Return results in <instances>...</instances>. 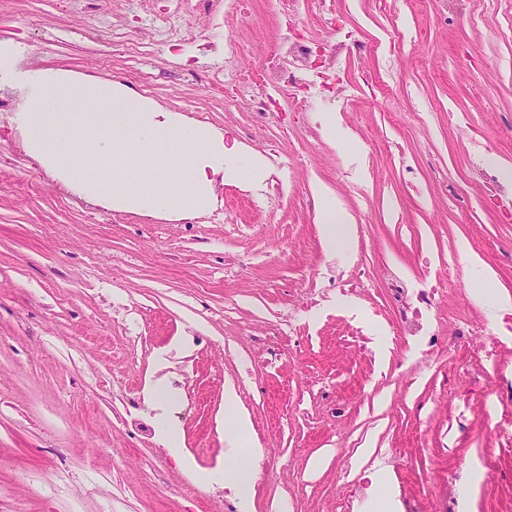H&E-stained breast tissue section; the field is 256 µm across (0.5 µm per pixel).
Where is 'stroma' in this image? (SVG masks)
I'll return each instance as SVG.
<instances>
[{"label":"stroma","mask_w":512,"mask_h":512,"mask_svg":"<svg viewBox=\"0 0 512 512\" xmlns=\"http://www.w3.org/2000/svg\"><path fill=\"white\" fill-rule=\"evenodd\" d=\"M334 2L336 42L364 31L369 58L324 63L306 111L270 126L246 100L219 104L203 73L224 66L216 33L250 47L242 65L266 64L284 27L277 0L230 16L215 0L197 48L125 58L113 29L139 39L168 0L103 22L61 0H0V36L25 38L23 67L110 79L191 123L209 113L236 145L207 210L185 224L43 182L36 160L13 161L17 114L0 125V512H374L384 494L394 512H512V310L476 294L512 295V172L485 163L512 165V8ZM272 174L287 203L253 209L244 191ZM327 194L354 219L331 254L318 222ZM220 207L231 223L212 221ZM451 262L463 286L443 298L446 315L485 330L440 364V337L417 343L392 327L380 273L418 289ZM155 381L174 404L146 399ZM229 385L261 451L245 503L195 478L228 457ZM162 421L190 466L158 442ZM486 454L474 508L450 507L437 482L458 470L464 496L459 461Z\"/></svg>","instance_id":"1"}]
</instances>
